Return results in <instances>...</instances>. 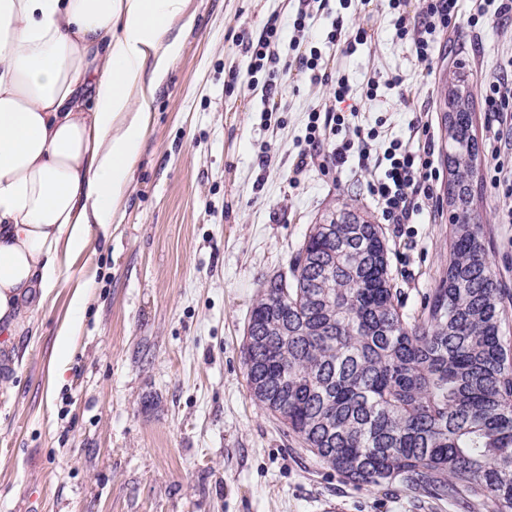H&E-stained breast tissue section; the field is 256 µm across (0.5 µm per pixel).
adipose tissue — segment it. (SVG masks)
<instances>
[{"label":"adipose tissue","instance_id":"obj_1","mask_svg":"<svg viewBox=\"0 0 512 512\" xmlns=\"http://www.w3.org/2000/svg\"><path fill=\"white\" fill-rule=\"evenodd\" d=\"M188 0H0V333L109 240Z\"/></svg>","mask_w":512,"mask_h":512}]
</instances>
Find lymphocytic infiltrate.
I'll return each mask as SVG.
<instances>
[{
  "instance_id": "lymphocytic-infiltrate-1",
  "label": "lymphocytic infiltrate",
  "mask_w": 512,
  "mask_h": 512,
  "mask_svg": "<svg viewBox=\"0 0 512 512\" xmlns=\"http://www.w3.org/2000/svg\"><path fill=\"white\" fill-rule=\"evenodd\" d=\"M389 9L396 12L395 27L399 38L410 40L418 61H429L438 38L454 28L458 14V0H420L417 13H409L406 0H387ZM327 8L329 0H301V7L293 20L294 36L291 47L299 73L308 75L311 84L325 85L330 96L321 106L310 110L307 123L306 146L298 154L297 169L315 165L321 169L341 166L349 157H356L361 168L375 167L382 174L367 184L370 195L377 202L386 221L392 224L410 223L426 203L432 201L439 179L434 149L425 142L422 149L413 151L401 140H391L381 152H373L375 131H363L354 125L356 108L350 107L353 90L344 75L328 71L322 65V54L317 47H304L303 39L313 16L312 4ZM282 29L277 20H269L253 38L247 39L244 51L250 56L247 83L249 90H261L267 111H279L275 100L276 85L272 79L280 57L277 47ZM267 72L265 82H257L258 72ZM481 94L486 111L494 115V123L487 129L489 153L493 160L491 183L503 200L501 220L512 223V58L501 70L483 80Z\"/></svg>"
}]
</instances>
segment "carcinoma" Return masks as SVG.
<instances>
[{
  "instance_id": "obj_1",
  "label": "carcinoma",
  "mask_w": 512,
  "mask_h": 512,
  "mask_svg": "<svg viewBox=\"0 0 512 512\" xmlns=\"http://www.w3.org/2000/svg\"><path fill=\"white\" fill-rule=\"evenodd\" d=\"M452 237L419 318L395 303L380 225L347 205L261 284L244 348L253 400L323 467L448 507L512 512V338L478 221L473 92H441Z\"/></svg>"
}]
</instances>
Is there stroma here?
<instances>
[{
  "instance_id": "stroma-1",
  "label": "stroma",
  "mask_w": 512,
  "mask_h": 512,
  "mask_svg": "<svg viewBox=\"0 0 512 512\" xmlns=\"http://www.w3.org/2000/svg\"><path fill=\"white\" fill-rule=\"evenodd\" d=\"M299 0H189L182 52L155 96L149 134L108 244L70 259L90 284L72 347L58 332L72 290L55 289L18 336L0 338V512H448L391 487L368 492L320 466L252 399L243 350L261 283L289 270L311 224L349 204L381 224L393 293L418 314L448 265L445 196L412 224L385 223L356 161L295 172L309 111L329 93L281 67L280 111L248 90L240 37L278 18L293 35ZM463 0L454 34L432 65L396 33L388 7L371 42L348 53L326 36L360 15L331 0L311 20L322 61L348 78L358 122L376 147L408 139L413 109L428 110L436 159L446 150L442 87L456 74L479 85L512 55V24L471 25ZM428 85L415 107L385 86ZM380 82L367 97L369 78ZM489 255L512 291V224L489 176L475 187Z\"/></svg>"
}]
</instances>
